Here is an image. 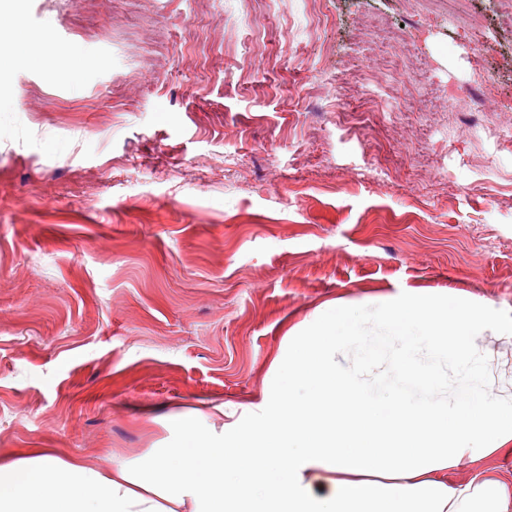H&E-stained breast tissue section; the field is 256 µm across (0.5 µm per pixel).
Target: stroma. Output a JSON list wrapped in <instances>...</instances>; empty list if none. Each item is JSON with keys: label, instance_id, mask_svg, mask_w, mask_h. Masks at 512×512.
<instances>
[{"label": "stroma", "instance_id": "obj_1", "mask_svg": "<svg viewBox=\"0 0 512 512\" xmlns=\"http://www.w3.org/2000/svg\"><path fill=\"white\" fill-rule=\"evenodd\" d=\"M21 2L49 65L0 85V459L134 461L203 406L223 435L339 300L369 337V301L469 299L481 386L512 388L501 0ZM374 18L436 111L372 62Z\"/></svg>", "mask_w": 512, "mask_h": 512}]
</instances>
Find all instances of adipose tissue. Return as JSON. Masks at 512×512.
Instances as JSON below:
<instances>
[{"instance_id":"adipose-tissue-1","label":"adipose tissue","mask_w":512,"mask_h":512,"mask_svg":"<svg viewBox=\"0 0 512 512\" xmlns=\"http://www.w3.org/2000/svg\"><path fill=\"white\" fill-rule=\"evenodd\" d=\"M484 311L456 298L409 293L381 300L377 335L400 346L392 375L374 383L339 369L337 346L361 343L346 305L289 337L275 364L279 385L259 413L225 438L206 413L176 423L179 442L107 468L36 448L0 460V512H512V478L483 462L512 444V395L477 388L469 339ZM426 347L419 363L414 352ZM464 374L470 398L433 399L445 362ZM313 397L295 406L293 380ZM475 473L448 483L460 463Z\"/></svg>"}]
</instances>
